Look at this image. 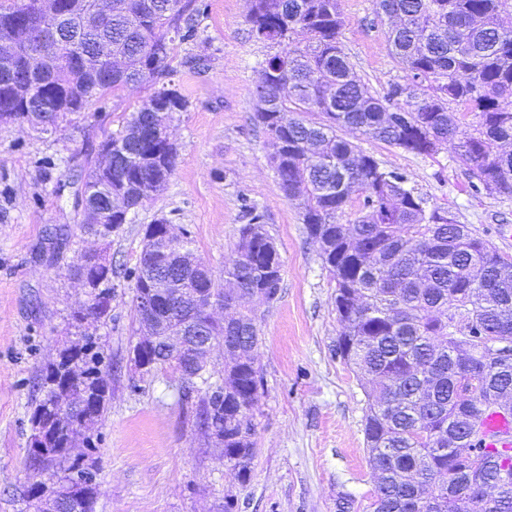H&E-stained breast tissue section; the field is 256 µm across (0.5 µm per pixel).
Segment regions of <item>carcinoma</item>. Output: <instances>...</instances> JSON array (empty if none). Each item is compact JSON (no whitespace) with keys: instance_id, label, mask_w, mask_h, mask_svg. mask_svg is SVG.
<instances>
[{"instance_id":"1","label":"carcinoma","mask_w":512,"mask_h":512,"mask_svg":"<svg viewBox=\"0 0 512 512\" xmlns=\"http://www.w3.org/2000/svg\"><path fill=\"white\" fill-rule=\"evenodd\" d=\"M112 0V39L122 65L107 74L90 52L80 27L69 23L52 53L45 77L29 81L19 56L0 55V105L9 99L19 120L38 124L43 111L76 114L109 90L171 75L175 43L196 38L207 10L204 0ZM377 10L396 19L387 32L388 54L406 73L378 93L362 83L344 52L338 0H251L252 37L285 48L260 64L265 94L254 115L272 142L271 163L285 198L298 200L302 224L319 248L323 267L336 282L340 333L336 353L368 377L363 434L376 485L371 512H512V466L480 452L474 439L483 406L512 412V257L474 235L409 186L408 177L387 170L373 156L336 134L339 127L362 131L414 154L450 148L468 167L472 188L512 195V0H375ZM50 23L42 17L16 20L14 2L0 0V35L36 41ZM302 31L308 42L293 43ZM188 107L175 88L162 85L125 121L101 149L112 150V170L93 166L78 174L81 228L97 231L98 211L108 197L135 211L162 192L174 174L177 149L166 136L167 118ZM319 112L324 119L308 115ZM475 122L460 128L457 113ZM357 203L350 224L336 215ZM247 223L224 263V284L185 266L174 277L157 265L161 252L196 254L185 232L143 246L129 272L135 333L148 320L164 330L201 325L233 352L224 359V385L211 382L209 363L190 370L191 387L204 392L199 424L208 420L224 443V459L242 481L256 453L247 417L263 387L255 354L261 338L250 304L275 300L282 288L281 261L264 228V214L242 204ZM90 304L74 312L82 323L108 315L112 267L87 273ZM153 294L142 312L141 294ZM218 307L239 300L235 315L215 322L197 295ZM508 354L493 365L488 344ZM467 375H459L461 364ZM87 334L59 352L42 370L41 391L70 376L63 391L71 414L63 421L50 401L35 406L29 466L54 479L31 486L34 512H94L97 487L90 468L67 448L90 432L107 410L108 374ZM453 448H448V444ZM84 474L78 498L68 488ZM482 486L499 488L480 510L472 496Z\"/></svg>"}]
</instances>
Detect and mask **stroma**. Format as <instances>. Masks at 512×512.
<instances>
[{
	"mask_svg": "<svg viewBox=\"0 0 512 512\" xmlns=\"http://www.w3.org/2000/svg\"><path fill=\"white\" fill-rule=\"evenodd\" d=\"M208 3L197 39L178 45L170 61L173 83L189 100L168 121L176 171L101 248L113 266L134 268L143 225L163 218L190 231L197 255L219 275L244 222L242 203L264 213L283 282L277 301L255 306L264 386L252 410L258 453L250 480L241 483L202 433L199 399H182L186 382L178 373L135 366L133 279L113 278L105 319L81 329L72 318L87 301L68 274L87 239L72 175L87 170L100 145L153 94L156 83L144 81L61 119L50 134L26 122L0 123V512H32L27 493L38 477L26 457L41 371L85 329L110 372L107 411L93 445L76 448L96 474L95 512H224L228 494L236 495L237 512H336L340 496L351 495L362 508L372 500L367 398L336 353L335 283L297 203L284 198L272 147L253 120L259 65L278 47L250 36V0ZM339 9L340 40L361 81L377 92L404 82L385 48L389 22L375 14L373 0H339ZM338 134L405 173L429 206L512 256V241L500 233L512 226V196L474 192L451 150L414 155L354 129ZM57 231L68 242L55 250L48 237Z\"/></svg>",
	"mask_w": 512,
	"mask_h": 512,
	"instance_id": "35a3bbf8",
	"label": "stroma"
}]
</instances>
